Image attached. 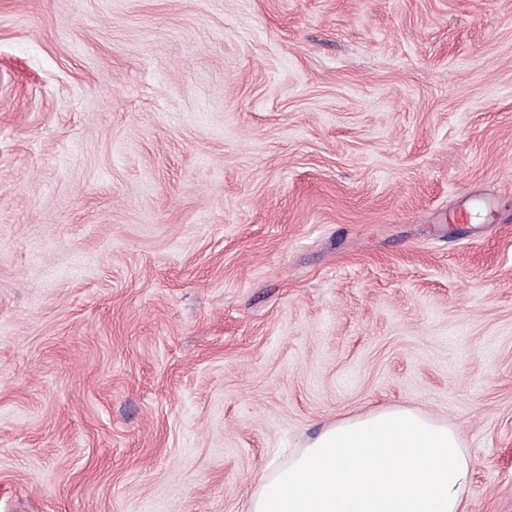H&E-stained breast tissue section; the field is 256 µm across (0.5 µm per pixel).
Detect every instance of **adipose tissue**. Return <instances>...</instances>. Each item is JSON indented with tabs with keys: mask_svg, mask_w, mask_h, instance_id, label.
<instances>
[{
	"mask_svg": "<svg viewBox=\"0 0 512 512\" xmlns=\"http://www.w3.org/2000/svg\"><path fill=\"white\" fill-rule=\"evenodd\" d=\"M470 472L456 426L382 407L328 426L265 475L250 512H464Z\"/></svg>",
	"mask_w": 512,
	"mask_h": 512,
	"instance_id": "obj_1",
	"label": "adipose tissue"
}]
</instances>
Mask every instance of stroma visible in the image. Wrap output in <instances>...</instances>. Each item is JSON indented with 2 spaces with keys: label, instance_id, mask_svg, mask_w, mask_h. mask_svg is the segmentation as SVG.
Returning a JSON list of instances; mask_svg holds the SVG:
<instances>
[{
  "label": "stroma",
  "instance_id": "1",
  "mask_svg": "<svg viewBox=\"0 0 512 512\" xmlns=\"http://www.w3.org/2000/svg\"><path fill=\"white\" fill-rule=\"evenodd\" d=\"M391 406L512 512V0H0V512H249Z\"/></svg>",
  "mask_w": 512,
  "mask_h": 512
}]
</instances>
